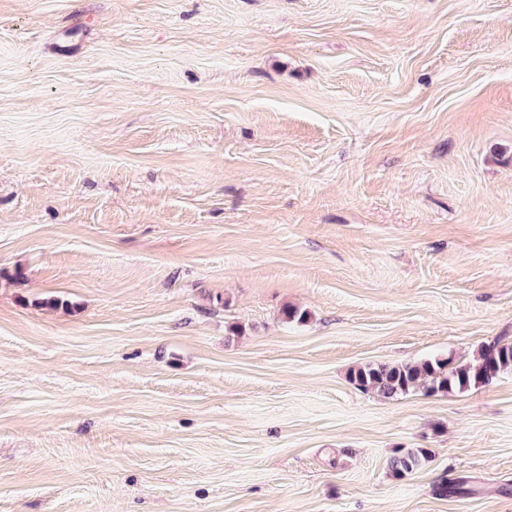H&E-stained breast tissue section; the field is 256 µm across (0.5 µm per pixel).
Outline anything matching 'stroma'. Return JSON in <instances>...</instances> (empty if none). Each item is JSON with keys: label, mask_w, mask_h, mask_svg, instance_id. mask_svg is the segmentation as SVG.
I'll return each instance as SVG.
<instances>
[{"label": "stroma", "mask_w": 512, "mask_h": 512, "mask_svg": "<svg viewBox=\"0 0 512 512\" xmlns=\"http://www.w3.org/2000/svg\"><path fill=\"white\" fill-rule=\"evenodd\" d=\"M500 338L512 0H0V512H512V371L349 380ZM512 370V342L495 340L482 345L470 361L427 359L395 365L364 366L349 373L350 381L364 390L393 398L423 392L434 395L486 385ZM426 458V451L423 449H409L397 455L392 462V470L396 475H403L418 469L422 460Z\"/></svg>", "instance_id": "obj_1"}]
</instances>
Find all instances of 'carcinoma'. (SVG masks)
I'll use <instances>...</instances> for the list:
<instances>
[{
  "instance_id": "obj_1",
  "label": "carcinoma",
  "mask_w": 512,
  "mask_h": 512,
  "mask_svg": "<svg viewBox=\"0 0 512 512\" xmlns=\"http://www.w3.org/2000/svg\"><path fill=\"white\" fill-rule=\"evenodd\" d=\"M512 370V342L495 340L482 345L470 361L434 358L395 365L364 366L349 373L350 381L386 398L423 392L428 395L486 385L500 373ZM426 458L423 449H409L392 462L396 475L418 469Z\"/></svg>"
}]
</instances>
